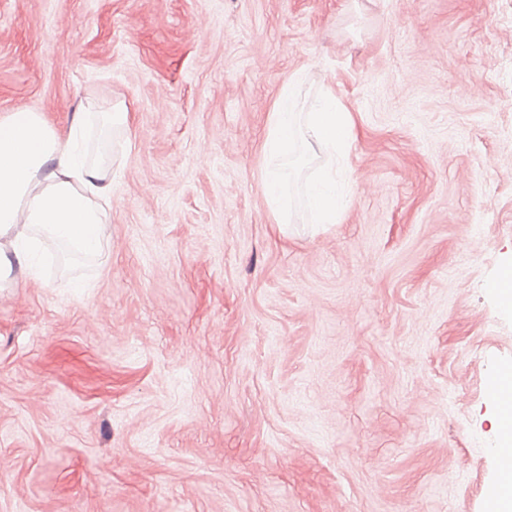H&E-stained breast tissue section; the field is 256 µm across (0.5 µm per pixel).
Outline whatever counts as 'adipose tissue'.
I'll list each match as a JSON object with an SVG mask.
<instances>
[{"instance_id": "obj_1", "label": "adipose tissue", "mask_w": 512, "mask_h": 512, "mask_svg": "<svg viewBox=\"0 0 512 512\" xmlns=\"http://www.w3.org/2000/svg\"><path fill=\"white\" fill-rule=\"evenodd\" d=\"M85 116L59 135L39 112L20 109L0 119V284L13 269L30 271L39 237L62 242L81 255L100 254L112 208L109 168L89 163L84 151ZM354 126L351 112L332 97L297 120L284 103L268 118L263 148L269 157L291 154L296 144L329 154L343 151ZM336 171L319 169L311 206L319 223L339 214Z\"/></svg>"}]
</instances>
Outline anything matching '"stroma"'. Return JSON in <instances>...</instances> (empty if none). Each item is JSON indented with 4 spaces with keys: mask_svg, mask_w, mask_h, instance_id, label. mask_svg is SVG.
I'll return each mask as SVG.
<instances>
[{
    "mask_svg": "<svg viewBox=\"0 0 512 512\" xmlns=\"http://www.w3.org/2000/svg\"><path fill=\"white\" fill-rule=\"evenodd\" d=\"M355 126L316 223L267 118ZM112 168L102 254L0 287V512H487L512 367V0H0V118ZM127 110L131 133L105 126ZM262 183L270 210L277 217V223H282L283 202L282 192L284 190L283 177L281 173L266 165L262 173Z\"/></svg>",
    "mask_w": 512,
    "mask_h": 512,
    "instance_id": "obj_1",
    "label": "stroma"
}]
</instances>
